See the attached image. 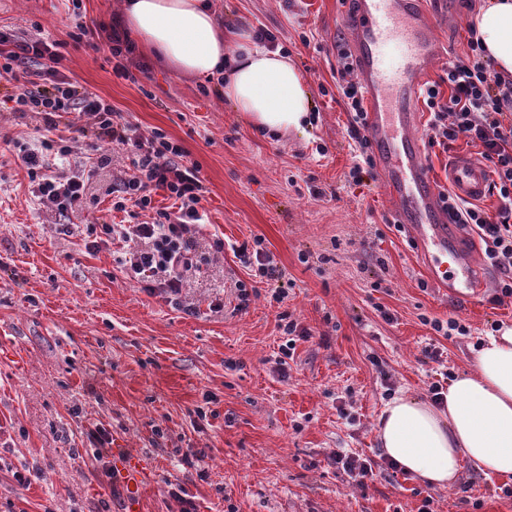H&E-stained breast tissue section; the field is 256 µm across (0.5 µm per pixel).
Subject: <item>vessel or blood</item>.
<instances>
[{"label": "vessel or blood", "mask_w": 512, "mask_h": 512, "mask_svg": "<svg viewBox=\"0 0 512 512\" xmlns=\"http://www.w3.org/2000/svg\"><path fill=\"white\" fill-rule=\"evenodd\" d=\"M342 18L350 32L355 75L365 92L364 133L376 151L383 191L397 223L406 225L421 267L436 288L456 301L477 300L489 277L450 223L415 134L420 91L445 56L437 26L424 0H350ZM396 46L395 62L386 50ZM490 182L485 165L459 156L448 166V185L470 201L483 198ZM125 512H141L143 474L125 470Z\"/></svg>", "instance_id": "1"}]
</instances>
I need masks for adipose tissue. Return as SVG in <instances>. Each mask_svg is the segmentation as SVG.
<instances>
[{"instance_id": "ef3b65f1", "label": "adipose tissue", "mask_w": 512, "mask_h": 512, "mask_svg": "<svg viewBox=\"0 0 512 512\" xmlns=\"http://www.w3.org/2000/svg\"><path fill=\"white\" fill-rule=\"evenodd\" d=\"M472 24L495 69L512 76V0H483ZM115 25L172 69L216 79L258 128L304 133L313 104L301 72L247 30L226 50L224 25L208 0H124ZM474 367L449 382L443 406L407 397L387 404L378 440L404 472L449 486L466 458L486 474L512 478V326L487 336Z\"/></svg>"}]
</instances>
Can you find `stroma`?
<instances>
[{
    "label": "stroma",
    "instance_id": "stroma-1",
    "mask_svg": "<svg viewBox=\"0 0 512 512\" xmlns=\"http://www.w3.org/2000/svg\"><path fill=\"white\" fill-rule=\"evenodd\" d=\"M0 29L23 42H60L64 73L102 97L141 132L163 131L195 163L209 190L210 228L196 234L205 262L173 309L164 293L126 279L118 246L85 247V227L113 220L108 191L126 170L124 154L92 179L73 235L33 194L13 146L43 133L41 114L14 112L16 85L0 78V512H123L122 480L109 478L87 434L112 432L111 460L144 473L143 512H179L168 490L180 484L198 512H512L505 479L462 461L454 485L424 484L380 469L376 432L392 398L429 400L430 383L473 371L492 326L512 325V300L493 303V283L462 304L431 287L414 242L397 229L379 179L354 184L350 116L336 88L337 39L348 36L342 0H209L226 28L272 31L304 73L313 109L305 133L256 130L216 81L191 77L136 53L143 73L116 77L110 26L123 0H6ZM447 61L468 51L473 16L463 0H431ZM89 42L69 36L76 20ZM429 112L419 114L437 185L448 160L477 156L459 139L428 147ZM225 242L261 237L285 272L288 297L266 286L237 310L234 284L246 270ZM223 299V311L210 307ZM302 329L279 365L287 337L279 314ZM457 318L467 335L435 333L432 319ZM437 349L438 358L428 350ZM211 413L196 420L198 406ZM342 450L377 462L363 485L328 466ZM30 476L19 483L17 474Z\"/></svg>",
    "mask_w": 512,
    "mask_h": 512
}]
</instances>
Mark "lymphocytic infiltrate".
I'll use <instances>...</instances> for the list:
<instances>
[{"mask_svg": "<svg viewBox=\"0 0 512 512\" xmlns=\"http://www.w3.org/2000/svg\"><path fill=\"white\" fill-rule=\"evenodd\" d=\"M465 58L450 63L444 83L425 87L423 102L431 114L430 145L448 146L464 138L479 144L481 158L490 170V194L498 196L496 212L466 201L443 189L439 198L455 223L470 226L486 244V258L497 269L498 298H512V79L498 76L484 58L478 41L468 43ZM62 56L56 41L47 37L13 43L11 34L0 32V77L14 80L20 92L15 109H38L45 134L39 147L19 144V157L40 198L65 217L82 207L88 182L82 175H64L54 162L73 153L72 139L57 135L62 115L73 112L92 118V148L115 145L127 154L128 172L112 191V208L125 212L137 208L147 213L136 224L89 226L86 247L97 251L112 243L127 244L121 264L127 276L146 291L165 293L169 304L182 308L188 286L187 274L198 268L190 235L207 224L204 201L208 192L196 165L187 163L184 148L164 133H140L110 103L73 83L61 70ZM338 86L350 114L349 136L356 161L349 175L362 180L372 175L371 145L363 135L364 92L355 79L352 56L344 45L336 47ZM163 195L166 206L155 204ZM216 251H223V238H215ZM235 258L252 268L260 282L269 286L271 297L283 303L284 271L274 263L262 238L229 247Z\"/></svg>", "mask_w": 512, "mask_h": 512, "instance_id": "obj_1", "label": "lymphocytic infiltrate"}]
</instances>
